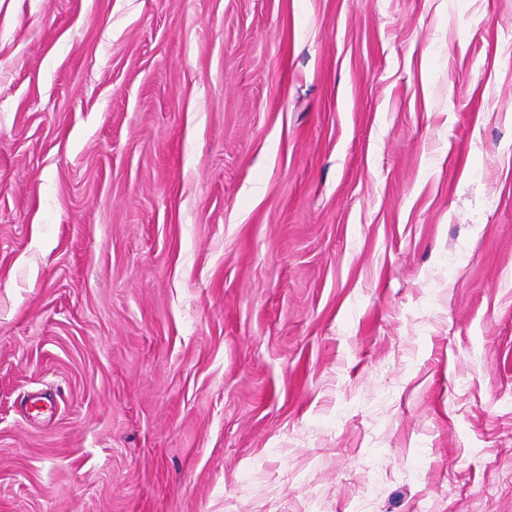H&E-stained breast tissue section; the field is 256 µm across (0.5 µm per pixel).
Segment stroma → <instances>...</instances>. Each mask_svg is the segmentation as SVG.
<instances>
[{
	"instance_id": "obj_1",
	"label": "stroma",
	"mask_w": 512,
	"mask_h": 512,
	"mask_svg": "<svg viewBox=\"0 0 512 512\" xmlns=\"http://www.w3.org/2000/svg\"><path fill=\"white\" fill-rule=\"evenodd\" d=\"M0 512H512V0H0Z\"/></svg>"
}]
</instances>
